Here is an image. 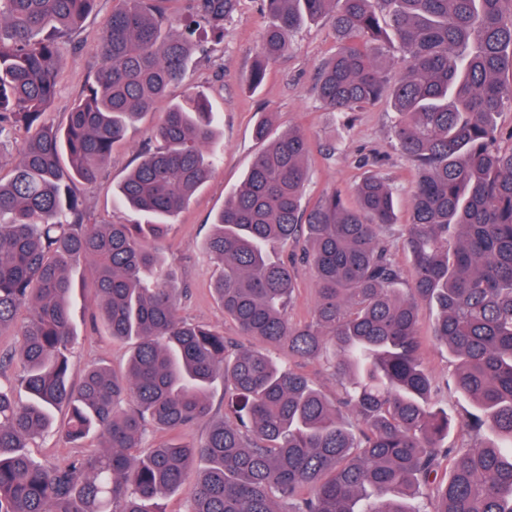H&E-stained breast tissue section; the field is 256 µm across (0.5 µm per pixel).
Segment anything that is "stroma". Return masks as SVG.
<instances>
[{"mask_svg": "<svg viewBox=\"0 0 512 512\" xmlns=\"http://www.w3.org/2000/svg\"><path fill=\"white\" fill-rule=\"evenodd\" d=\"M113 0H97L81 28L62 45L63 65L56 94L48 108V121L65 124L75 100L100 64L98 44L112 14ZM270 18L261 0H238L230 20L224 21V36L213 43L207 57L198 59L185 80L170 88L153 111L129 130L116 146L99 180L81 187L86 221L90 224H136L140 215L125 209L114 198L116 186L135 165L137 154L151 141L152 130L173 102L192 91L203 92L218 112L224 131V154L211 177L189 205L176 216L160 249L180 276L184 293L179 302L182 318L223 330L225 337L238 340L235 323L225 317L213 293L220 267L206 251L204 242L216 212L225 199L240 187L254 156L262 145L253 136L261 115L274 113L277 131L298 129L309 139V179L304 189L307 205L338 192L353 201V188L366 172L389 178L395 189L399 224L407 223L411 212L410 185L415 177L412 164L393 146L390 127L393 111L388 99L351 112H332L317 99L313 87L318 68L336 50L331 18L303 24L292 36L288 53L268 68L258 89L248 87L250 67L261 35ZM86 292L75 290L74 325L77 338L71 348V373L80 377L87 365L103 362L123 371L129 344L112 340L105 328H93L84 312ZM434 312L422 307L418 334L424 363L436 380L449 378L453 363L446 349L435 347L432 336ZM99 439L73 443L56 435L37 440L31 454L46 464L94 451Z\"/></svg>", "mask_w": 512, "mask_h": 512, "instance_id": "1", "label": "stroma"}]
</instances>
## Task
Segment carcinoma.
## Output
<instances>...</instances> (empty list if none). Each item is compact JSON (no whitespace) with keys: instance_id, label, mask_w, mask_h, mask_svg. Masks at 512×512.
<instances>
[{"instance_id":"carcinoma-1","label":"carcinoma","mask_w":512,"mask_h":512,"mask_svg":"<svg viewBox=\"0 0 512 512\" xmlns=\"http://www.w3.org/2000/svg\"><path fill=\"white\" fill-rule=\"evenodd\" d=\"M167 0H115L101 64L64 127L45 121L62 40L95 0H0V143L27 138L0 182V336L16 348L26 401L0 383V512H160L181 492L184 512H512V146L498 118L512 109V0H263L272 22L252 65V89L288 53L305 20L332 16L337 48L315 92L332 112L390 99L391 137L413 165L402 228L411 265L383 230L394 191L369 173L302 205L310 144L297 130L265 141L239 189L213 219L206 250L222 265L213 286L240 335L288 358L330 355L344 395L329 402L310 378L177 315L175 271L157 240L208 180L223 151L204 94L172 104L118 186L144 224H87L80 185L96 182L129 127L186 78L205 37L237 0H188L170 30ZM397 43L398 73L379 59ZM288 243L286 259L271 253ZM94 269L86 306L112 339L132 344L125 372L104 364L69 377L75 336L68 270ZM315 305L292 325L298 267ZM433 337L456 361L455 391L472 408L448 445V412L421 359L422 305ZM28 313L19 326V312ZM224 382V417L213 385ZM66 411L55 423L54 413ZM209 423L189 447L148 449L149 429ZM54 430L100 449L59 465L27 448Z\"/></svg>"}]
</instances>
